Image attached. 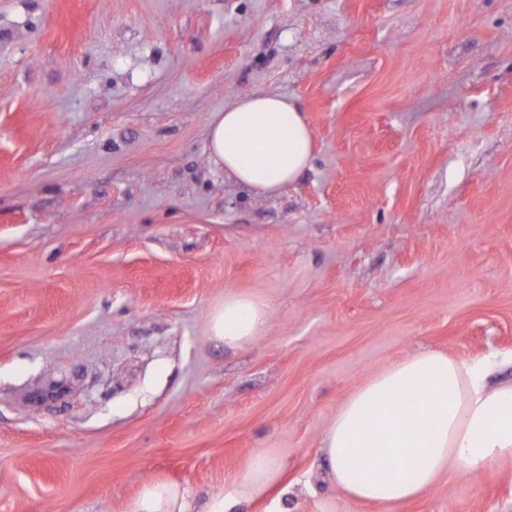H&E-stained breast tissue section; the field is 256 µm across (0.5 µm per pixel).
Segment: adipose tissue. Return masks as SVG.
I'll use <instances>...</instances> for the list:
<instances>
[{
  "instance_id": "ef3b65f1",
  "label": "adipose tissue",
  "mask_w": 512,
  "mask_h": 512,
  "mask_svg": "<svg viewBox=\"0 0 512 512\" xmlns=\"http://www.w3.org/2000/svg\"><path fill=\"white\" fill-rule=\"evenodd\" d=\"M210 163L239 184L274 195L312 162V131L296 102L252 93L214 113L208 128ZM265 301L225 294L210 314V333L230 347L263 335ZM492 354L464 362L433 350L414 353L370 377L338 407L323 437L332 480L347 496L381 505L418 497L442 475L477 470L512 458V381L488 387L499 366ZM392 451L390 464L376 449ZM270 451L254 453L233 490L211 500L205 512H233L240 500L264 498L282 476ZM128 512H193L180 484L150 482Z\"/></svg>"
}]
</instances>
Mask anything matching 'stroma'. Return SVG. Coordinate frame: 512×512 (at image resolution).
Listing matches in <instances>:
<instances>
[{
  "mask_svg": "<svg viewBox=\"0 0 512 512\" xmlns=\"http://www.w3.org/2000/svg\"><path fill=\"white\" fill-rule=\"evenodd\" d=\"M304 110L281 193L213 168V113ZM254 295L267 330L208 318ZM512 352V0H0V512H512V459L414 501L345 495L337 408L422 350ZM269 323V308L265 301L248 294L228 293L224 301L210 314L211 336L236 347L262 336ZM283 465L270 451L254 453L247 465L235 477L233 490L221 492L211 500L204 512H235L241 499L258 500L264 498L282 476ZM127 512H194L188 490L178 483L149 482L130 501Z\"/></svg>",
  "mask_w": 512,
  "mask_h": 512,
  "instance_id": "stroma-1",
  "label": "stroma"
}]
</instances>
